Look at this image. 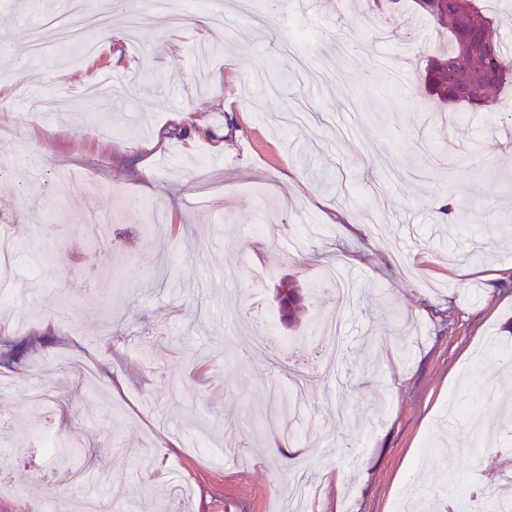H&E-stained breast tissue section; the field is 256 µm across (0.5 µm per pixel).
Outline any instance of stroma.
<instances>
[{
  "instance_id": "stroma-1",
  "label": "stroma",
  "mask_w": 512,
  "mask_h": 512,
  "mask_svg": "<svg viewBox=\"0 0 512 512\" xmlns=\"http://www.w3.org/2000/svg\"><path fill=\"white\" fill-rule=\"evenodd\" d=\"M173 2L126 0L112 43L97 0H0V345L56 326L0 362V512H280L298 480L306 512H397L493 478L512 116L386 82L449 47L411 0ZM339 334L338 321H330L328 323H322L310 333V339L314 342H319L324 348V359L328 360L335 351V345L337 344Z\"/></svg>"
}]
</instances>
